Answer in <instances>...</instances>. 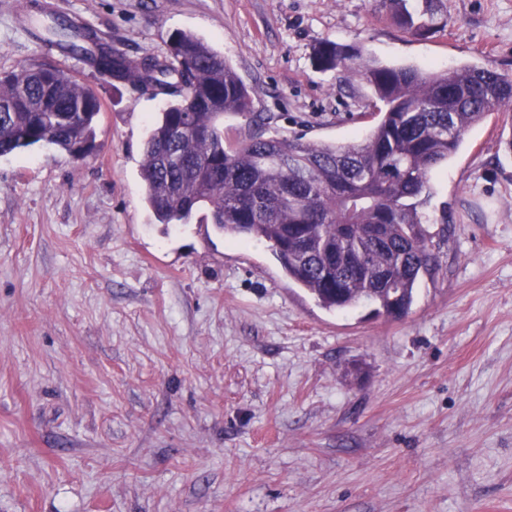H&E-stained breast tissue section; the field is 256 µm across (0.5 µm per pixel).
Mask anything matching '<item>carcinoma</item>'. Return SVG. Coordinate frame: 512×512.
Segmentation results:
<instances>
[{
    "instance_id": "1",
    "label": "carcinoma",
    "mask_w": 512,
    "mask_h": 512,
    "mask_svg": "<svg viewBox=\"0 0 512 512\" xmlns=\"http://www.w3.org/2000/svg\"><path fill=\"white\" fill-rule=\"evenodd\" d=\"M24 26L88 64L103 83L168 100L151 120L140 177L158 224L204 210L227 237L270 243L288 279L327 310L360 303L409 313L439 270L423 208L431 174L491 112H512V78L462 64L438 71L390 66L326 40L324 70L343 68L372 90L375 123L347 143L301 137L233 146L224 117L250 111L234 68L200 37L177 31L166 53L133 58L69 18L27 15ZM98 94L70 72L22 64L0 76V156L50 145L74 159L94 153Z\"/></svg>"
}]
</instances>
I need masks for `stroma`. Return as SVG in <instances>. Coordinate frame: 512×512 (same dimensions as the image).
<instances>
[{"mask_svg":"<svg viewBox=\"0 0 512 512\" xmlns=\"http://www.w3.org/2000/svg\"><path fill=\"white\" fill-rule=\"evenodd\" d=\"M131 57L178 30L237 71L264 136L346 143L372 92L323 41L390 65L512 76V0H54ZM0 0V72L95 86L97 154L0 157V512H512V112L432 179L440 269L401 320L329 311L267 244L155 223L140 168L164 96L99 82Z\"/></svg>","mask_w":512,"mask_h":512,"instance_id":"1","label":"stroma"}]
</instances>
